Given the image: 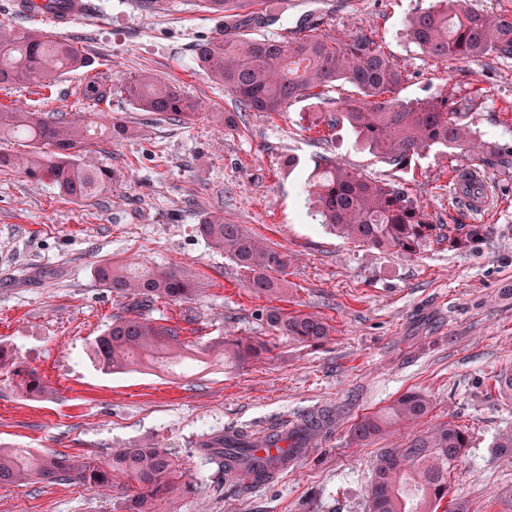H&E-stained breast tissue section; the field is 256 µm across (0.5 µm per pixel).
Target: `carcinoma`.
<instances>
[{
    "label": "carcinoma",
    "instance_id": "1",
    "mask_svg": "<svg viewBox=\"0 0 512 512\" xmlns=\"http://www.w3.org/2000/svg\"><path fill=\"white\" fill-rule=\"evenodd\" d=\"M229 3L206 0L211 13L224 15V29L197 44L195 57L232 94L237 108L283 112L290 102L311 96V90L342 81L356 89L357 97L330 102L321 120L329 129L348 125L363 148L392 168L407 169L434 146L470 157L484 153L469 127L470 101L445 93L413 100L400 97L407 76L373 33L362 31L347 40L323 31L287 39L258 38L252 32L269 27L275 18L263 11L234 13ZM406 32L428 59L512 58V16L488 14L473 8L469 0H438L437 7L409 16ZM84 66L85 59L68 41L48 32L19 36L0 25L1 88L28 83L48 87L62 71ZM120 90L142 112L178 119L198 109L197 102L155 75H142ZM126 133L127 126L119 118L106 123L89 116L49 119L18 104L0 108V139H14L27 147L16 162L18 169L29 178H50L62 194L77 201L107 191L114 174L76 151L101 138ZM307 185L316 220L352 243L411 254L423 243L463 250L488 233L485 224H441L412 199L402 182L369 180L326 156L315 163ZM197 232L248 273V287L254 294L279 297L287 293V253L265 246L222 214L202 216ZM97 276L104 287L130 299L135 307L159 299L180 301L197 291L194 280L175 268L141 271L132 263L106 261L98 266ZM265 317L275 335L302 343L324 342L334 332L317 313H288L273 307ZM180 336L178 327L158 325L140 314L119 316L95 338L92 351L113 373L146 363L158 368L179 365L187 358ZM267 351V343L247 338L219 344V353L237 364L258 359ZM19 387L33 396L49 392L32 372L19 379ZM431 411L432 400L425 393L407 390L386 407L361 416L352 435L365 441L413 424ZM237 436L236 441L225 440L221 447L209 449L224 481L234 486L244 484L245 476L227 466V452L236 453L240 467L259 468L247 453V434ZM468 447L465 431L445 421L405 444L382 449L370 491V512H439L448 497V472ZM178 473L177 459L163 448H120L108 464L101 465L85 454L33 453L0 446V484L74 480L110 487L125 477L134 488L128 512H149L158 493L175 487Z\"/></svg>",
    "mask_w": 512,
    "mask_h": 512
}]
</instances>
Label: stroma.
<instances>
[{"instance_id": "obj_1", "label": "stroma", "mask_w": 512, "mask_h": 512, "mask_svg": "<svg viewBox=\"0 0 512 512\" xmlns=\"http://www.w3.org/2000/svg\"><path fill=\"white\" fill-rule=\"evenodd\" d=\"M434 0H253L276 16L273 35L303 21L346 39L373 32L405 71L400 95L448 93L473 100L471 129L481 141L512 147V59H427L404 22ZM90 12L60 36L85 58L84 68L54 86L0 91V104H22L44 117L91 113L75 89L90 78L119 85L152 73L199 103L182 120L140 112L123 94L109 107L132 132L91 147L114 173L106 193L67 199L48 179L0 167V348L49 391L32 398L0 372V446L86 454L108 462L116 448H165L180 462L173 491L150 512H368L381 449L420 432L413 424L356 443L361 415L415 389L431 396L428 424L450 421L470 447L448 476V497L469 512H512V455L496 449L512 428V400L492 376L512 372V168L484 166L488 203L478 212L453 194L468 158L434 148L393 170L363 150L348 127L319 125L324 99L292 102L271 114L238 112L232 95L198 66L195 46L221 17L202 0H89ZM232 125H225L226 113ZM372 179L402 181L445 224H487L489 235L462 251L426 244L414 254L348 243L308 213L304 183L319 155ZM220 212L290 257L288 293L254 295L248 278L196 232ZM175 267L198 284L192 299L158 300L142 310L181 329L201 359L188 373L135 368L109 373L91 344L126 313L127 299L99 282L107 260ZM317 312L334 326L309 345L274 335L269 308ZM235 336L268 342L266 358L225 364L214 347ZM334 408L337 423L275 482L258 490L226 483L206 446L235 430L253 434ZM0 512H128L122 490L72 481L0 486Z\"/></svg>"}]
</instances>
